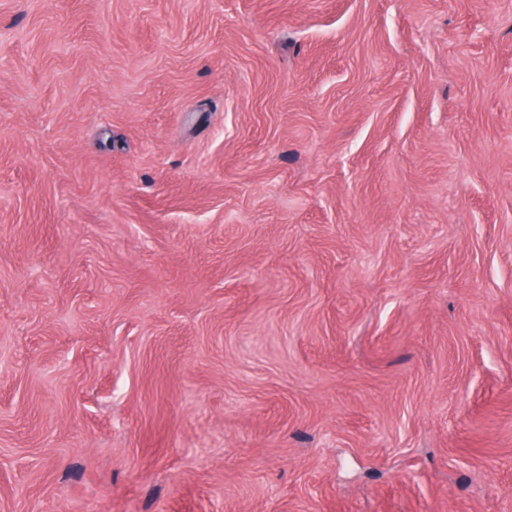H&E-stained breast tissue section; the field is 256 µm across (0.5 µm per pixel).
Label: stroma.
<instances>
[{"label":"stroma","mask_w":512,"mask_h":512,"mask_svg":"<svg viewBox=\"0 0 512 512\" xmlns=\"http://www.w3.org/2000/svg\"><path fill=\"white\" fill-rule=\"evenodd\" d=\"M0 512H512V0H0Z\"/></svg>","instance_id":"stroma-1"}]
</instances>
